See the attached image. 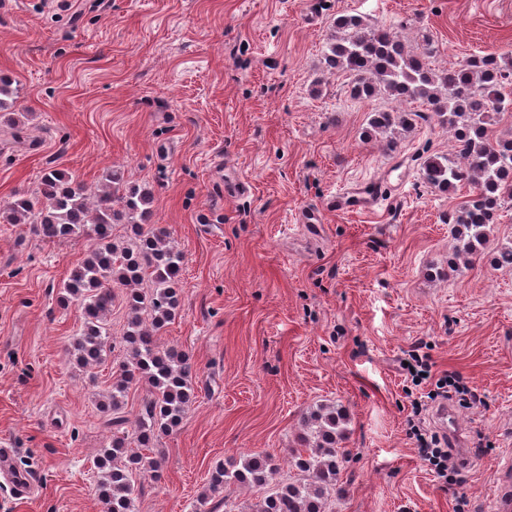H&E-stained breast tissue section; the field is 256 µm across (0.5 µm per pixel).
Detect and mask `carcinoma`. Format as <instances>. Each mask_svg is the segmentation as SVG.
<instances>
[{
  "instance_id": "cac0c4a2",
  "label": "carcinoma",
  "mask_w": 512,
  "mask_h": 512,
  "mask_svg": "<svg viewBox=\"0 0 512 512\" xmlns=\"http://www.w3.org/2000/svg\"><path fill=\"white\" fill-rule=\"evenodd\" d=\"M323 50L330 73L350 77V95L368 99L384 94L396 101H421L439 123L453 132L455 155L429 157L422 179L430 188L449 193L471 186V194L452 216L451 236L458 251L476 256L487 243L498 208L512 199V139L493 136L496 119L512 114V91L503 85L505 66L494 55L471 56L462 64L436 70L420 52L405 50L396 33L371 27L353 15L333 20ZM19 96L11 78L0 75V123L16 128L7 111ZM414 112L377 110L370 113L366 133L388 137L407 129ZM154 193L145 184H130L122 171H106L92 187L58 169L44 172L37 189L16 192L0 201L1 224H27L47 242H65L87 235L93 243L59 292L62 305L82 310V323L70 353L89 372L111 354V317L116 299L128 310L121 344L128 354L112 374L111 389L99 408L108 415L111 437L94 466L104 512H134L136 476L151 472L160 479L163 459L152 455L159 437L178 427L195 399L193 368L188 354L163 349L158 335L181 307L183 254L167 228L152 222ZM127 229L126 240H112V227ZM146 385L148 395L134 419L126 415L129 390ZM345 414L321 408L303 420L300 448L294 451L295 475L274 481L279 467L264 452L230 458L210 473L200 504L208 512H333L330 491L336 485L345 455ZM270 490L246 507L221 496L231 485Z\"/></svg>"
}]
</instances>
